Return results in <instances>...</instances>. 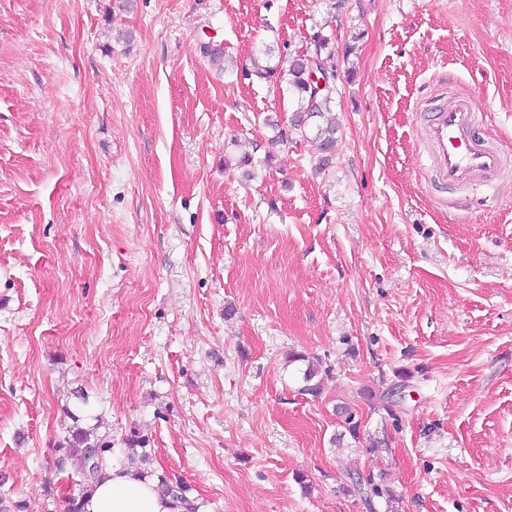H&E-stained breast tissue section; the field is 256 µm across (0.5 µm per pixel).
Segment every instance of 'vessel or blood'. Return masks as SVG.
Listing matches in <instances>:
<instances>
[{"instance_id": "1", "label": "vessel or blood", "mask_w": 512, "mask_h": 512, "mask_svg": "<svg viewBox=\"0 0 512 512\" xmlns=\"http://www.w3.org/2000/svg\"><path fill=\"white\" fill-rule=\"evenodd\" d=\"M482 119L467 96L454 97L432 112L420 143L442 188H466L490 181L507 166L506 155L479 136Z\"/></svg>"}]
</instances>
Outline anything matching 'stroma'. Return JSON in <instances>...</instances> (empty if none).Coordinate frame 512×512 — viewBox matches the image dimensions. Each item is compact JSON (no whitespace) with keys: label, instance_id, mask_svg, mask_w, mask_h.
<instances>
[{"label":"stroma","instance_id":"1","mask_svg":"<svg viewBox=\"0 0 512 512\" xmlns=\"http://www.w3.org/2000/svg\"><path fill=\"white\" fill-rule=\"evenodd\" d=\"M319 31L322 170L277 137L287 83L243 74ZM442 85L512 159V0H0V497L65 512L89 405L199 512H386L352 472L397 512H512V163L444 203L416 149ZM306 362V369L304 371V382L305 385L302 388V392L311 396H318L321 390V380L324 375H327L329 370L323 369L322 361L316 357H309L304 354H293L289 362ZM317 380L314 382V379Z\"/></svg>","mask_w":512,"mask_h":512}]
</instances>
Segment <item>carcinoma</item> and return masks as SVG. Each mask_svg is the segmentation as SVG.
Segmentation results:
<instances>
[{
    "mask_svg": "<svg viewBox=\"0 0 512 512\" xmlns=\"http://www.w3.org/2000/svg\"><path fill=\"white\" fill-rule=\"evenodd\" d=\"M330 37L317 34L314 36L316 53L313 56L294 55L288 58V66H270L266 59L270 58L272 50L263 52V57L253 58V72L257 77L271 78L278 76L287 79L289 91L296 105L293 128L306 134L314 132L315 139L319 140L321 150L325 157L321 163L328 162L326 154L335 146L336 121L331 117L333 112L336 88L328 76L321 51L327 48ZM291 361L306 363L304 371L305 385L302 392L318 396L321 390V380L328 370L323 368L322 361L316 357L304 354H293ZM58 452V465L64 466L68 461L75 459L79 462L77 470L80 475V489L76 496L68 499L67 512H82L83 501L91 495L95 485L104 477L106 469L111 465L113 452L112 442L108 435L100 432V426L91 427L74 426L68 431V436L56 447ZM352 484L361 488L362 483L370 486V493L391 504L394 495L390 488L384 484H378L370 479L364 481L359 475H349ZM161 491L170 495L184 504L185 512H198L199 506L187 499V488L183 482L170 478H159Z\"/></svg>",
    "mask_w": 512,
    "mask_h": 512,
    "instance_id": "obj_1",
    "label": "carcinoma"
}]
</instances>
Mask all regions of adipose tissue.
Returning a JSON list of instances; mask_svg holds the SVG:
<instances>
[{
  "mask_svg": "<svg viewBox=\"0 0 512 512\" xmlns=\"http://www.w3.org/2000/svg\"><path fill=\"white\" fill-rule=\"evenodd\" d=\"M83 512H185L180 501L162 495L153 477L132 466H112L83 503Z\"/></svg>",
  "mask_w": 512,
  "mask_h": 512,
  "instance_id": "obj_1",
  "label": "adipose tissue"
}]
</instances>
